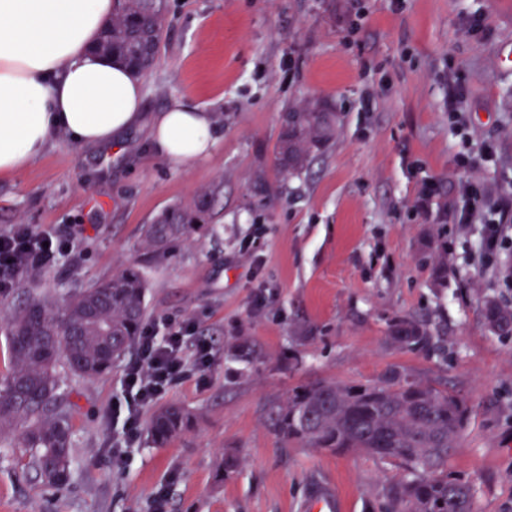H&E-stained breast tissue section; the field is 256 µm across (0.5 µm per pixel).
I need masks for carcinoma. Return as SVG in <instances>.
<instances>
[{"mask_svg":"<svg viewBox=\"0 0 512 512\" xmlns=\"http://www.w3.org/2000/svg\"><path fill=\"white\" fill-rule=\"evenodd\" d=\"M164 29L163 0H116L112 20L96 49L136 76L154 67ZM337 117L318 105L283 115L274 166L284 177L302 172L336 137ZM217 187L192 202L161 212L146 226V239L159 253L188 240L218 216ZM147 279L142 267L73 291L61 305L34 297L8 319V374L0 378V435L20 430L42 482L62 486L71 476V405L62 391L60 369L93 379L112 371L132 347L147 317ZM487 330L512 339V303L484 301ZM391 342L422 349L433 338L413 318L393 321ZM466 401L415 380L400 368L366 384L322 381L292 390L277 409L274 428L283 438L331 453L360 451L397 463L403 477L393 492V512H474L472 483L446 468L468 418ZM178 405L153 413L149 431L161 448L189 427Z\"/></svg>","mask_w":512,"mask_h":512,"instance_id":"1","label":"carcinoma"}]
</instances>
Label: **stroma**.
<instances>
[{
	"mask_svg": "<svg viewBox=\"0 0 512 512\" xmlns=\"http://www.w3.org/2000/svg\"><path fill=\"white\" fill-rule=\"evenodd\" d=\"M509 41L512 0H164L142 110L176 99L205 108L217 143L178 166L153 151L146 122L94 149L59 132L42 157L0 176L1 233L78 232L69 252L0 295V375L14 307L37 292L62 300L136 264L148 273L149 321L189 323L212 346L209 363L160 400L193 422L162 448L141 431L133 465L117 467L123 364L95 379L64 373L71 478L47 486L28 456L0 447V512H299L318 483L338 486L345 512H388L395 463L286 441L271 412L298 386L372 382L394 366L465 399L448 468L473 484L475 512H512V340L482 317L484 297L512 301V223L485 264L483 225L456 221L463 151L489 206L512 203V68L499 61ZM456 87L466 143L448 121ZM318 104L338 118L335 140L281 177L283 112ZM261 178L273 187L264 198L252 191ZM434 183L444 194L416 209ZM215 185L218 224L158 255L145 225ZM442 243L444 286L423 261ZM407 317L427 325L432 346L391 344V322ZM243 338L255 358L233 356ZM228 455L238 468L226 477Z\"/></svg>",
	"mask_w": 512,
	"mask_h": 512,
	"instance_id": "35a3bbf8",
	"label": "stroma"
}]
</instances>
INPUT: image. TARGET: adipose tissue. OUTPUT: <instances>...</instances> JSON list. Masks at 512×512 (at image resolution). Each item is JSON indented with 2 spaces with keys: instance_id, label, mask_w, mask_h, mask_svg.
I'll return each instance as SVG.
<instances>
[{
  "instance_id": "1",
  "label": "adipose tissue",
  "mask_w": 512,
  "mask_h": 512,
  "mask_svg": "<svg viewBox=\"0 0 512 512\" xmlns=\"http://www.w3.org/2000/svg\"><path fill=\"white\" fill-rule=\"evenodd\" d=\"M114 0H0V176L39 157L55 131L85 147L113 143L142 120V86L93 47ZM211 112L175 100L151 119L160 156L206 157Z\"/></svg>"
}]
</instances>
